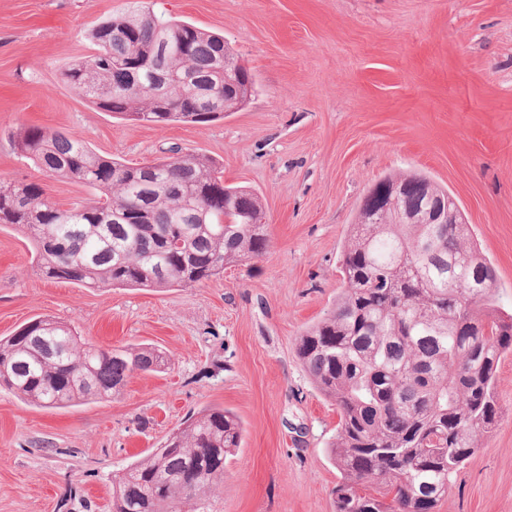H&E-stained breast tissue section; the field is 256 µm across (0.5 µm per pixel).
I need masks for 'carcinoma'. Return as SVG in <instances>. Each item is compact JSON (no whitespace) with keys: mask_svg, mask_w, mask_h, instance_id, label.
Returning a JSON list of instances; mask_svg holds the SVG:
<instances>
[{"mask_svg":"<svg viewBox=\"0 0 512 512\" xmlns=\"http://www.w3.org/2000/svg\"><path fill=\"white\" fill-rule=\"evenodd\" d=\"M95 52L63 81L113 117L166 126L223 118L254 81L224 37L164 18L146 0L101 20ZM15 147L45 176L92 190L60 204L36 182L0 179V230L28 239L50 279L84 288H191L247 264L270 247L262 199L226 186L213 158L178 148L144 163L92 150L60 130L21 126ZM403 209L424 188L401 173ZM344 288L307 328L296 355L336 405L328 453L341 475L335 512H435L458 473L501 418L495 386L512 352V315L493 303L494 268L467 224H395L358 212L342 253ZM149 346L97 347L76 328L39 317L0 339V388L65 408L118 393L134 372L162 371ZM240 419L220 406L189 416L165 445L112 477V512H214L227 457L243 444Z\"/></svg>","mask_w":512,"mask_h":512,"instance_id":"1","label":"carcinoma"}]
</instances>
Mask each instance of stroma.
Listing matches in <instances>:
<instances>
[{
  "label": "stroma",
  "instance_id": "stroma-1",
  "mask_svg": "<svg viewBox=\"0 0 512 512\" xmlns=\"http://www.w3.org/2000/svg\"><path fill=\"white\" fill-rule=\"evenodd\" d=\"M152 2L222 34L253 77L250 100L206 124L113 119L61 72L93 53L87 31L127 0H0V178L41 183L64 204L92 196L44 178L9 138L21 125L133 163L199 152L225 184L262 196L270 248L191 288H82L47 279L28 240L0 231V338L51 316L101 348L148 344L170 358L74 407L1 391L0 512H111L113 473L208 406L244 427L217 512H334L327 447L339 414L295 341L341 291L343 243L368 189L416 171L454 193L496 271L495 304L512 314V0ZM497 395L502 419L438 512H512V354Z\"/></svg>",
  "mask_w": 512,
  "mask_h": 512
}]
</instances>
